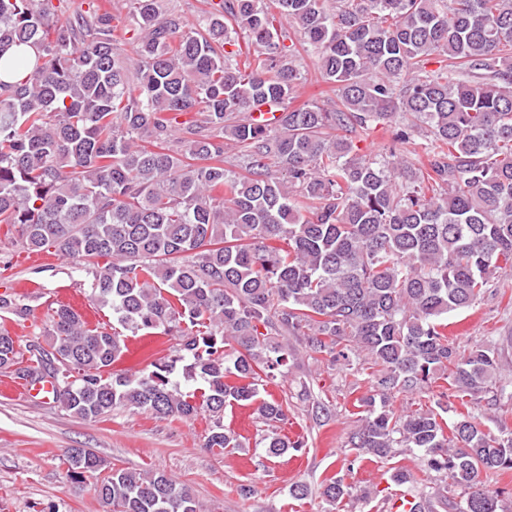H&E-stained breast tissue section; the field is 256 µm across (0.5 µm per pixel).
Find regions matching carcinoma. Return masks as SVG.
I'll return each instance as SVG.
<instances>
[{"mask_svg": "<svg viewBox=\"0 0 512 512\" xmlns=\"http://www.w3.org/2000/svg\"><path fill=\"white\" fill-rule=\"evenodd\" d=\"M128 56L99 0H0V224L22 249L82 264L112 327L60 305L39 340L0 325V372L50 380L52 401L86 420L116 407L209 419L204 448H239L224 410L259 401L266 453L283 402L259 382L288 375V336L328 365H367L371 389L350 444L360 460L397 448L462 490L458 512H499L494 480L512 471V430L494 433L453 397L496 403L505 364L462 351L448 315L495 286L512 291V3L509 0H219L199 27L131 0ZM336 87L331 109L291 106L302 53ZM430 56L444 65L427 71ZM279 113L266 123L252 113ZM425 128L424 160L398 148ZM389 131L358 154L353 139ZM247 148L239 170L224 154ZM0 311L27 317L23 300ZM178 338L176 354L116 370L127 335ZM409 398L398 412L393 399ZM111 512H203L166 473L114 468L84 448L61 455ZM331 477L334 509L367 498Z\"/></svg>", "mask_w": 512, "mask_h": 512, "instance_id": "carcinoma-1", "label": "carcinoma"}]
</instances>
